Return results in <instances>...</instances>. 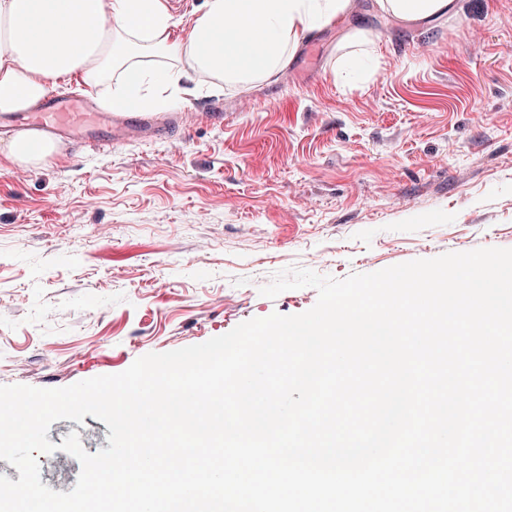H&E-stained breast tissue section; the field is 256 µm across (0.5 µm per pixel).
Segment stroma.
Instances as JSON below:
<instances>
[{
    "instance_id": "1",
    "label": "stroma",
    "mask_w": 512,
    "mask_h": 512,
    "mask_svg": "<svg viewBox=\"0 0 512 512\" xmlns=\"http://www.w3.org/2000/svg\"><path fill=\"white\" fill-rule=\"evenodd\" d=\"M353 27L373 40L344 69ZM187 108L188 129L109 151L83 132L25 175L0 154V385L63 388L305 312L314 288L259 292L290 267L342 279L512 248V0H457L426 27L360 0L276 78L194 84L166 110ZM73 431L88 453L109 446L90 415L48 438ZM38 461L44 485L74 488V457Z\"/></svg>"
}]
</instances>
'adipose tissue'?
I'll return each mask as SVG.
<instances>
[{
    "instance_id": "adipose-tissue-1",
    "label": "adipose tissue",
    "mask_w": 512,
    "mask_h": 512,
    "mask_svg": "<svg viewBox=\"0 0 512 512\" xmlns=\"http://www.w3.org/2000/svg\"><path fill=\"white\" fill-rule=\"evenodd\" d=\"M375 2L402 25L457 8L456 0ZM356 10V0H205L180 38L162 0H0V113L34 108L58 80L75 75L108 85L104 104L115 112L166 106L190 73L229 87L264 82L286 68L302 38ZM160 55L173 66H150ZM59 152L57 140L36 129L14 132L0 150L25 169Z\"/></svg>"
}]
</instances>
